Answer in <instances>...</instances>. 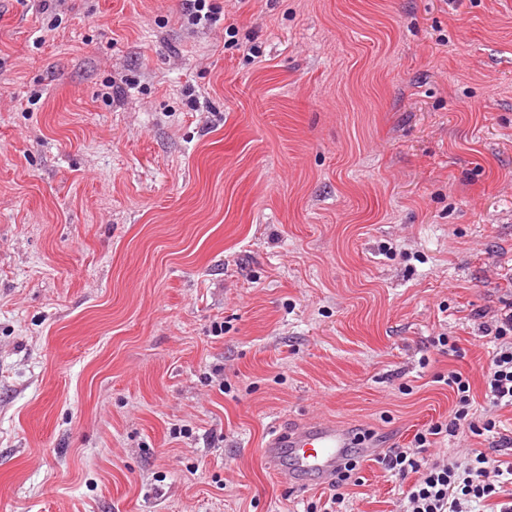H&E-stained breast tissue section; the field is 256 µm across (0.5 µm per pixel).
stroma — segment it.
Here are the masks:
<instances>
[{
    "instance_id": "35a3bbf8",
    "label": "stroma",
    "mask_w": 512,
    "mask_h": 512,
    "mask_svg": "<svg viewBox=\"0 0 512 512\" xmlns=\"http://www.w3.org/2000/svg\"><path fill=\"white\" fill-rule=\"evenodd\" d=\"M0 0V512H306L485 408L512 305V0ZM456 339L461 356L433 347ZM370 439L369 434H357L352 427L334 420H304L292 428H274L260 454L268 467L287 481L306 479L316 486H328L336 481V493L324 504L323 511L347 512L346 494L338 490L357 466L347 455L356 446L372 448ZM346 458L348 461L336 480V470ZM327 504L329 508H325Z\"/></svg>"
}]
</instances>
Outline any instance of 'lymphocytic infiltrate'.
I'll return each mask as SVG.
<instances>
[{
  "label": "lymphocytic infiltrate",
  "instance_id": "f902f5d3",
  "mask_svg": "<svg viewBox=\"0 0 512 512\" xmlns=\"http://www.w3.org/2000/svg\"><path fill=\"white\" fill-rule=\"evenodd\" d=\"M493 338L496 348L484 375L485 397L491 412L478 414L472 408L471 385L466 376L449 372L445 383L456 397L449 420L417 431L410 446L390 449L380 458L384 469L399 478H412L403 494V512H476V505L501 497L499 512H512V463L501 460L512 449V436L501 433L493 409L512 406V310L497 318ZM481 436L494 434L490 451L471 455L467 464L455 459H429L434 437L455 435L460 427Z\"/></svg>",
  "mask_w": 512,
  "mask_h": 512
}]
</instances>
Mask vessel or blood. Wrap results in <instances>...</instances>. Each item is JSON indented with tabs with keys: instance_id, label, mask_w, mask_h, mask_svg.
<instances>
[{
	"instance_id": "vessel-or-blood-1",
	"label": "vessel or blood",
	"mask_w": 512,
	"mask_h": 512,
	"mask_svg": "<svg viewBox=\"0 0 512 512\" xmlns=\"http://www.w3.org/2000/svg\"><path fill=\"white\" fill-rule=\"evenodd\" d=\"M369 439L333 420H305L288 429H274L260 454L268 467L289 481L309 480L317 486L335 482L336 471L351 448Z\"/></svg>"
}]
</instances>
